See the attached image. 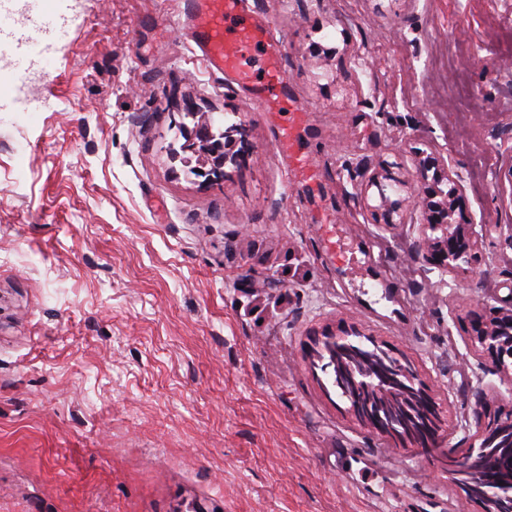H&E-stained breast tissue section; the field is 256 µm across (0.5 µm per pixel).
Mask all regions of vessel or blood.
Instances as JSON below:
<instances>
[{"instance_id": "vessel-or-blood-1", "label": "vessel or blood", "mask_w": 512, "mask_h": 512, "mask_svg": "<svg viewBox=\"0 0 512 512\" xmlns=\"http://www.w3.org/2000/svg\"><path fill=\"white\" fill-rule=\"evenodd\" d=\"M184 13L188 35L212 71L256 85L260 97L279 101L284 83L279 50L266 28L243 19L242 0H186ZM36 31L37 38L16 43L15 57L51 54L53 19L42 20Z\"/></svg>"}]
</instances>
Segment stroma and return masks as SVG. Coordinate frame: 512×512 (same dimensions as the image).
<instances>
[{"label": "stroma", "instance_id": "obj_1", "mask_svg": "<svg viewBox=\"0 0 512 512\" xmlns=\"http://www.w3.org/2000/svg\"><path fill=\"white\" fill-rule=\"evenodd\" d=\"M49 5V57L0 58V512H484L448 474L512 381L468 334L512 293V0H243L282 47L276 119L225 91L184 0ZM248 130L208 183L172 160L185 100ZM292 127L281 149L280 128ZM447 152L480 258L421 264L375 224L365 159ZM332 224L358 259L326 250ZM358 324L413 364L437 449L371 432L309 362Z\"/></svg>", "mask_w": 512, "mask_h": 512}]
</instances>
